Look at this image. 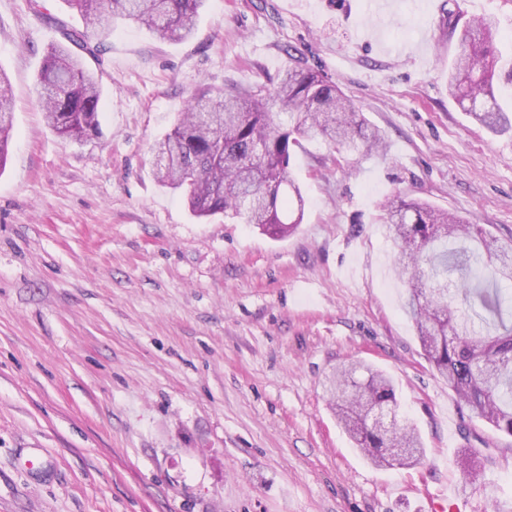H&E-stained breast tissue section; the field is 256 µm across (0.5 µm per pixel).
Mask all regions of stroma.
<instances>
[{
  "instance_id": "35a3bbf8",
  "label": "stroma",
  "mask_w": 512,
  "mask_h": 512,
  "mask_svg": "<svg viewBox=\"0 0 512 512\" xmlns=\"http://www.w3.org/2000/svg\"><path fill=\"white\" fill-rule=\"evenodd\" d=\"M0 0L14 100L0 171V512H512V437L471 418L428 361L378 215L396 195L512 239V137L448 93L462 32L512 0H207L195 35L117 26L99 131L45 123L34 80L66 0ZM336 83L386 148L292 154L298 230L200 219L153 176L154 142L204 85L248 88L293 57ZM383 370L426 448L378 468L329 409L347 361ZM481 473L465 482L464 449Z\"/></svg>"
}]
</instances>
